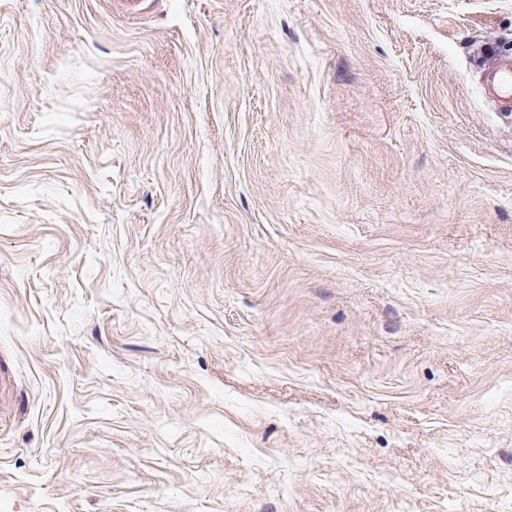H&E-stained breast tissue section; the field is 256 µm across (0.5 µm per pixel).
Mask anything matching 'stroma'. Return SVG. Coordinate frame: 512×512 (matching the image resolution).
I'll return each mask as SVG.
<instances>
[{
	"label": "stroma",
	"instance_id": "35a3bbf8",
	"mask_svg": "<svg viewBox=\"0 0 512 512\" xmlns=\"http://www.w3.org/2000/svg\"><path fill=\"white\" fill-rule=\"evenodd\" d=\"M512 0H0V512H512ZM485 91L494 97L504 110L512 111V57L499 60L489 70Z\"/></svg>",
	"mask_w": 512,
	"mask_h": 512
}]
</instances>
